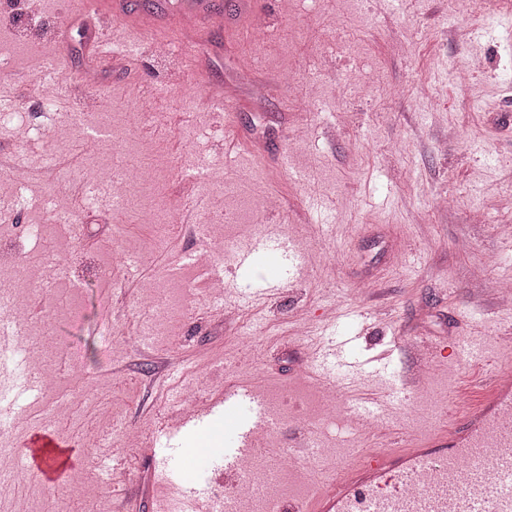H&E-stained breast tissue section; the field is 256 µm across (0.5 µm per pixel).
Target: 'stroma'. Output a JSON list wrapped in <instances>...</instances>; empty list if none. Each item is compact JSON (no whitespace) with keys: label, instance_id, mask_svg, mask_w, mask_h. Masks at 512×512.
Segmentation results:
<instances>
[{"label":"stroma","instance_id":"stroma-1","mask_svg":"<svg viewBox=\"0 0 512 512\" xmlns=\"http://www.w3.org/2000/svg\"><path fill=\"white\" fill-rule=\"evenodd\" d=\"M137 14L165 12L146 34L131 70L112 67L96 51L86 21L74 22L66 46L54 36L67 0H43L40 13L13 21L0 14V50H9L0 76V111L26 106L0 121V154L28 172L21 198L0 189V281L16 280L12 309L28 316L22 349L29 368L45 381L26 421L0 427V448H15L31 424L52 427L75 441L80 481L12 478L0 483V512H161L166 489L154 479L149 434L158 414L172 415L169 397L181 385L173 365L209 385L197 402L223 394L228 379L259 380L266 394L294 399L298 370L312 331L353 337L366 378L342 399L308 386V399L355 412L383 402L391 375L406 373L410 351L376 370L371 357L393 337L434 342L480 341L484 359L450 356L427 385L410 397L414 408L434 407L419 425L402 418L405 444L440 432L457 390L479 394L486 379L512 372V308L498 304L499 286L512 285V0H253L268 24L254 36L247 15L204 32L195 70L182 82L171 73L183 60L151 51L174 40L181 0H130ZM61 57L71 77L86 82L82 104L58 99L57 122L84 114V132L99 131L103 147L85 152L81 139L56 140L52 128L32 133L35 52ZM333 54L335 68L318 75V61ZM223 85L227 103L186 110L181 95L204 96L202 81ZM155 89L146 124L126 130L133 111L130 88ZM287 128L285 163L251 157L239 134L276 140ZM53 154L56 170L41 171ZM128 160L145 163L144 186L130 188L112 223L95 221L97 205L82 197L72 173L91 180ZM55 194L67 224L40 206ZM221 198V211L199 213L213 237L245 245L256 226L284 225L308 259L304 277L284 283L260 307L238 308L244 285L263 287L278 259L266 255L249 275L216 258L222 280L176 268L184 253L200 257L209 246L189 225L159 229L145 213L165 217L185 199ZM61 267L52 288L27 278L45 246ZM135 258V273L122 260ZM165 279L175 301L158 318L151 283ZM367 292H355L361 281ZM80 309L81 325L70 320ZM159 325L152 349L129 348L141 325ZM76 346L85 354L67 366L61 356ZM320 434L317 455L295 458L292 483L309 487L314 472L336 460L357 462V449L389 445L387 429L319 431L312 418L282 420L288 444L303 430ZM108 434L110 459L85 435Z\"/></svg>","mask_w":512,"mask_h":512}]
</instances>
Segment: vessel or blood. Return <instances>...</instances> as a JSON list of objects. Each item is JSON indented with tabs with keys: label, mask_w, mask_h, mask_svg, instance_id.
<instances>
[{
	"label": "vessel or blood",
	"mask_w": 512,
	"mask_h": 512,
	"mask_svg": "<svg viewBox=\"0 0 512 512\" xmlns=\"http://www.w3.org/2000/svg\"><path fill=\"white\" fill-rule=\"evenodd\" d=\"M124 4L125 0H70L69 8L80 19H105L98 51L105 59L128 66L132 60L121 50L127 34L157 26L161 18L153 15L128 22ZM265 253L279 256L284 273L300 277L306 272L286 236L276 231L238 250L237 271H253ZM26 328L23 321L0 322V383L12 384L9 396L0 398L1 415L22 416L42 387L41 377L28 369L18 346ZM408 347L415 350V365L403 375L401 387L414 393L421 388L424 373L436 368L445 348L417 337L397 336L390 350L395 353ZM335 355V348L315 344L302 378L318 387L351 390L358 361L350 359L338 370L330 364ZM233 412L239 420L232 426L223 455L201 461L199 472L184 473L183 438ZM275 428L262 392L236 381L225 382L223 396L211 404L179 412L156 438L157 472L172 489L163 512H197L201 472L218 465L231 477L224 493V512H238L244 481L241 464L266 450L256 441V433H271ZM68 448L54 432L42 430L29 447V476L70 479L76 468ZM276 512H512V378L495 377L475 404L466 395H453L448 421L440 433L404 452L380 448L359 463L342 465L332 476L314 479L307 498L277 505Z\"/></svg>",
	"instance_id": "b4317fda"
}]
</instances>
